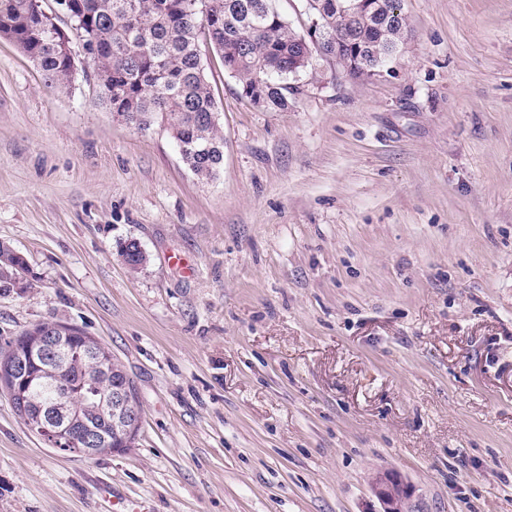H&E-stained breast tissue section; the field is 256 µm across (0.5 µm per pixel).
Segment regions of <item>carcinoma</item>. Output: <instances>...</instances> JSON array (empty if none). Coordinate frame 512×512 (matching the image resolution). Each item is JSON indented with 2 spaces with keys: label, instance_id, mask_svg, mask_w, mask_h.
Instances as JSON below:
<instances>
[{
  "label": "carcinoma",
  "instance_id": "carcinoma-1",
  "mask_svg": "<svg viewBox=\"0 0 512 512\" xmlns=\"http://www.w3.org/2000/svg\"><path fill=\"white\" fill-rule=\"evenodd\" d=\"M83 9L72 29L85 47L97 48L94 62L102 102L139 130L161 119L172 134L182 161L201 181L214 179L224 161V134L212 120L216 105L201 58L200 40L220 52L224 69L250 101L262 100L267 111L288 109L297 89L281 79L304 60L305 45L317 37L326 47L336 45L344 29L336 5L346 0H318L321 16L316 33L298 31L272 5V0H81ZM392 24L384 32L364 26L361 33L369 59L381 64L390 46L406 37L395 12L401 0H372ZM40 0H0V37L13 41L35 62L53 89L69 86L77 69L73 41L61 43L37 14ZM27 269L24 257L0 244V288H29L18 277ZM71 333L66 375L56 378V366L37 356L28 379L9 372L0 351V385L8 388L14 410L24 425L38 433L37 423L51 405L67 406V435L52 444L65 452H80L74 436L82 424L112 435L111 416L101 405V393L112 381L134 382L108 347L81 329L62 324Z\"/></svg>",
  "mask_w": 512,
  "mask_h": 512
}]
</instances>
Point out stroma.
I'll list each match as a JSON object with an SVG mask.
<instances>
[{"instance_id":"1","label":"stroma","mask_w":512,"mask_h":512,"mask_svg":"<svg viewBox=\"0 0 512 512\" xmlns=\"http://www.w3.org/2000/svg\"><path fill=\"white\" fill-rule=\"evenodd\" d=\"M375 76L313 57L295 104L241 94L209 44L224 133L199 181L0 37V349L41 323L133 380V448L85 457L0 390V512H366L380 469L430 512H512V0H403ZM147 261L130 272L123 245ZM19 270H27L24 257L6 244H0V288H27L31 283L16 277Z\"/></svg>"}]
</instances>
